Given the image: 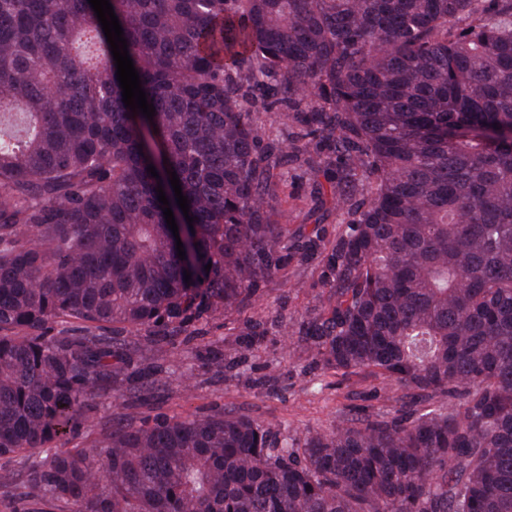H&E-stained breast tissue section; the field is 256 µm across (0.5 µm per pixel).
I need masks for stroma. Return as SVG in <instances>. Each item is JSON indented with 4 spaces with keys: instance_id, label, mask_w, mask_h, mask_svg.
<instances>
[{
    "instance_id": "stroma-1",
    "label": "stroma",
    "mask_w": 512,
    "mask_h": 512,
    "mask_svg": "<svg viewBox=\"0 0 512 512\" xmlns=\"http://www.w3.org/2000/svg\"><path fill=\"white\" fill-rule=\"evenodd\" d=\"M326 182L323 173L289 168L274 207L275 214L288 216L290 257L282 274L259 282L244 307L200 322L201 333L192 342L131 350L128 372L143 377L147 393L135 398L117 384L104 391L88 427L72 438V445L101 439L116 410L146 424L158 416L231 410L276 426L297 446L308 432L341 419L410 415L404 389L369 373L338 374L315 362L303 342L284 340L280 333L281 322L300 325L330 303L327 261L344 224L316 200L318 185ZM309 241L314 244L310 251L304 248ZM256 321L262 322L264 334L244 347L241 336ZM214 350L237 358V366L227 371L213 364Z\"/></svg>"
}]
</instances>
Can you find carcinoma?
I'll return each instance as SVG.
<instances>
[{"label": "carcinoma", "mask_w": 512, "mask_h": 512, "mask_svg": "<svg viewBox=\"0 0 512 512\" xmlns=\"http://www.w3.org/2000/svg\"><path fill=\"white\" fill-rule=\"evenodd\" d=\"M110 3L151 121L88 0H0V126L25 124L0 129V468L56 512H512V0ZM291 164L331 173L346 220L309 351L429 405L298 450L231 411L119 416L30 460L112 381L140 390L108 328L186 332L286 268Z\"/></svg>", "instance_id": "cac0c4a2"}]
</instances>
